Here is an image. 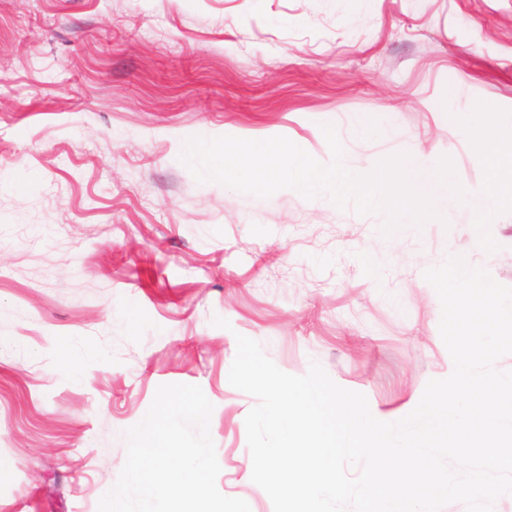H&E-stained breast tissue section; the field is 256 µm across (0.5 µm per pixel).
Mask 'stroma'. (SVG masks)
<instances>
[{
    "instance_id": "obj_1",
    "label": "stroma",
    "mask_w": 512,
    "mask_h": 512,
    "mask_svg": "<svg viewBox=\"0 0 512 512\" xmlns=\"http://www.w3.org/2000/svg\"><path fill=\"white\" fill-rule=\"evenodd\" d=\"M480 101L512 111V0H0V512H98L163 384L213 404L219 491L273 512L256 400L229 383L240 334L409 414L453 371L424 271L457 254L512 286V212L489 254L453 196L387 237L384 215L201 184L179 157L284 136L326 164L329 113L351 166L446 156L478 189L457 120ZM379 114L392 137L359 139Z\"/></svg>"
}]
</instances>
